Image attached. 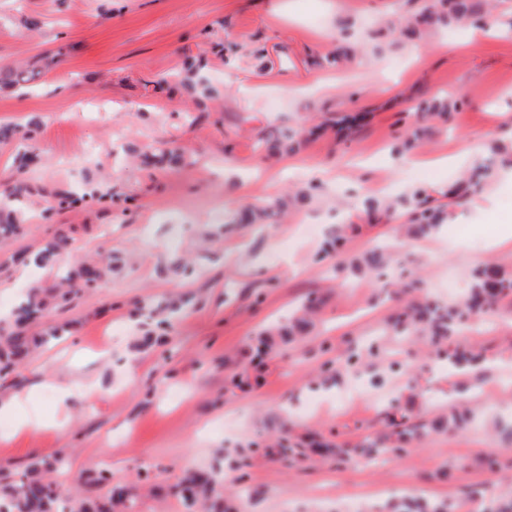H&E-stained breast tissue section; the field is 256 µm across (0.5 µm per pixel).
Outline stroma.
Listing matches in <instances>:
<instances>
[{
	"label": "stroma",
	"mask_w": 512,
	"mask_h": 512,
	"mask_svg": "<svg viewBox=\"0 0 512 512\" xmlns=\"http://www.w3.org/2000/svg\"><path fill=\"white\" fill-rule=\"evenodd\" d=\"M428 0H0V67L54 58L36 87L0 91V124L37 121L36 190L21 234L0 247V328L48 339L0 374V484L39 457L95 500L126 487L135 512H184L171 489L187 471L219 479L226 512H391L400 498L486 512L512 498V302L463 324L450 346L479 349L480 373L451 372L428 336L393 326L408 296L467 288L491 263L512 270V0L497 27L443 28ZM37 21L27 30L25 21ZM217 90L180 84L189 57ZM300 134L292 153L268 140ZM173 141L182 162L147 166L139 148ZM492 176L453 199L473 162ZM112 188V200L54 219L44 196ZM444 212L404 253L401 225ZM359 259L388 247L386 282L340 272L325 240ZM83 256L111 257L97 288L15 324L29 291L68 268L32 263L60 234ZM302 336L271 327L301 304ZM98 392L85 398L83 389ZM70 395L60 400V386ZM471 422L427 431L376 468L360 447L393 410L432 422L457 407ZM111 455H104V448ZM91 470L111 482L88 483Z\"/></svg>",
	"instance_id": "obj_1"
}]
</instances>
